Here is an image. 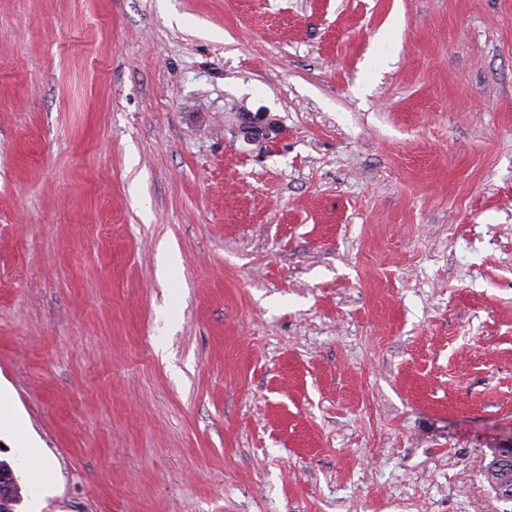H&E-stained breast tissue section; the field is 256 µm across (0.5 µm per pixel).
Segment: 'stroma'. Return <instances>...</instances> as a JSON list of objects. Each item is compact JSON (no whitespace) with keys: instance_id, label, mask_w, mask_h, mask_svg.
<instances>
[{"instance_id":"obj_1","label":"stroma","mask_w":512,"mask_h":512,"mask_svg":"<svg viewBox=\"0 0 512 512\" xmlns=\"http://www.w3.org/2000/svg\"><path fill=\"white\" fill-rule=\"evenodd\" d=\"M0 384L16 512H512V0H0ZM263 115L264 114L261 112L257 115L251 112H243L241 114L239 117V131L245 141L252 142L256 139L263 138L264 136H268L272 131L270 123H266L265 120L262 119ZM9 399L10 397L6 392L2 393V391H0V430L2 426H10L17 436L18 442L21 445L20 448H24L28 455L35 454L36 448L31 446V442L28 441L22 422L14 417L9 407Z\"/></svg>"}]
</instances>
